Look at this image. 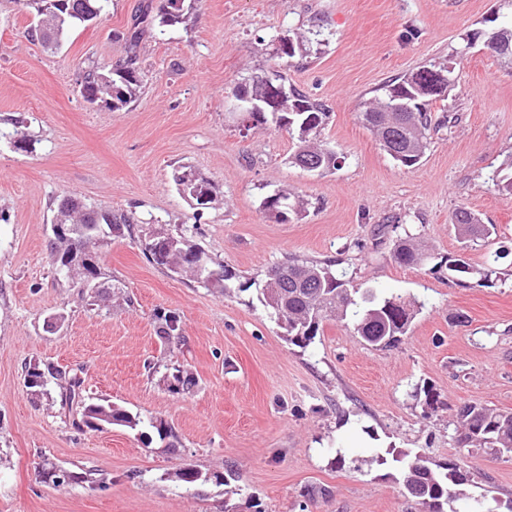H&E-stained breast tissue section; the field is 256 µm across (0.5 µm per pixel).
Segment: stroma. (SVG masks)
Masks as SVG:
<instances>
[{
	"instance_id": "1",
	"label": "stroma",
	"mask_w": 512,
	"mask_h": 512,
	"mask_svg": "<svg viewBox=\"0 0 512 512\" xmlns=\"http://www.w3.org/2000/svg\"><path fill=\"white\" fill-rule=\"evenodd\" d=\"M141 0H107L59 50L31 37L32 14L0 0V512H419L389 451L422 454L466 475L456 512L512 499V457L460 447L456 409L512 412V64L466 35L500 0H185L184 22L153 25L137 99L111 111L84 101V70L125 59L117 34ZM317 31L281 62L282 36ZM455 62L433 102L421 162L405 167L358 118L392 79ZM278 71L329 112L318 141L335 169L291 165L293 139L240 131L232 88ZM28 143L18 148L16 129ZM189 166L219 204L196 211L172 174ZM283 189L305 203L281 222L262 206ZM65 194L131 213L133 236L99 249L106 302L55 276V201ZM460 208L494 225L462 237ZM185 233L228 272L207 286L150 261L143 241ZM431 258L403 266L398 241ZM494 268L459 285L449 259ZM331 264L351 287L400 294L419 311L392 348L365 345L338 320L307 348L288 343L258 300L287 260ZM58 315L61 328L48 319ZM179 335L165 338V316ZM77 372L85 398L137 415V429L92 431L56 382L28 388V368ZM193 386L169 390L173 375ZM437 393L439 409L425 403ZM173 433L161 441L152 426ZM190 466L200 480L176 481ZM80 474L60 485L47 469Z\"/></svg>"
}]
</instances>
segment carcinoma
Instances as JSON below:
<instances>
[{"instance_id":"carcinoma-1","label":"carcinoma","mask_w":512,"mask_h":512,"mask_svg":"<svg viewBox=\"0 0 512 512\" xmlns=\"http://www.w3.org/2000/svg\"><path fill=\"white\" fill-rule=\"evenodd\" d=\"M41 18L36 29L37 36L45 46L58 48L64 35L77 27L85 26L88 21L100 15L102 0H70L72 10L61 11L57 15H48L41 10L42 0H15ZM152 0H145L140 6L139 14L132 19L131 25L117 37L124 41L127 48L126 59L118 67L130 74V79L117 84L113 90L107 83L100 81L104 68L92 66L84 73L86 88L89 92H97L105 107L118 110L130 104L139 93L141 87L140 69L138 67V49L143 36L155 20L163 25H174L183 22L185 11L171 13L162 7L159 18H154ZM490 27L483 32L485 40L490 42L488 48L495 49L493 42L501 39H512V22L497 23V19H486ZM445 97V94H433L418 81L409 80L408 76L400 77L386 86L384 96L377 104L359 113L360 119L376 134L380 145L391 157L403 166L411 167L418 164L424 157L428 147V131L431 117L428 107L433 101ZM410 102V112H382L383 105L393 102ZM283 112L279 113V122L271 123L264 116L253 115L252 127H274L285 131L294 139L296 146L290 155L294 165L306 156L325 151L315 143L314 135L325 125L328 113L321 104L312 100L296 89L289 91L288 99L281 103ZM189 171L183 167L175 171L173 179L177 189H186L187 196L192 198L194 205L206 209L218 203L215 186L206 178L183 187L181 175ZM197 197H192V194ZM264 209L275 219L286 221L289 215L301 214L303 203L291 199V193L280 191V198L267 196L263 202ZM56 214H63L73 223L72 237L77 238L87 224H100L117 233L125 230L134 233V218L124 211L102 209L88 205L76 196H65L56 203ZM455 226L460 234L467 236L473 233L491 235L488 225L480 222L478 215L462 208L455 214ZM104 238L84 239L90 251L84 253L87 269L101 278L102 272L98 262L96 248ZM70 241L58 237L51 251V265L54 270L71 261ZM144 250L153 262L164 266L175 273L194 274L192 257L199 250L190 243L182 233L159 232L145 241ZM394 260L405 266L417 265L428 259V255L419 247L400 241L393 251ZM448 270L459 284H466L474 275L473 268L461 259L448 260ZM275 281L280 294L276 303H271L264 292H259V301L271 310L278 325L284 330L286 340L299 348H306L318 335L322 323L330 318L349 320L353 333L360 336L364 343L372 347L388 348L395 346L401 337L406 335L416 311L414 302L397 294L390 297H379L375 294L357 297L347 288V280L337 275L329 264H318L287 260L272 267L266 281ZM29 387L39 386V381L50 377L63 383V388L73 399L80 396L83 380L76 372L50 369L44 374L34 369L27 371ZM82 422L86 428L94 431L92 420L98 412H108V424L121 425L135 429L140 419L127 411L99 402L81 401ZM457 442L462 447L487 449L500 448L502 454L512 455V413H504L488 406L475 404L465 405L458 409ZM465 477L456 475L455 467L448 466L443 473L433 467L429 458L416 455L409 460L403 470V485L409 497L420 506L422 512H454L445 510L463 496L459 486Z\"/></svg>"}]
</instances>
